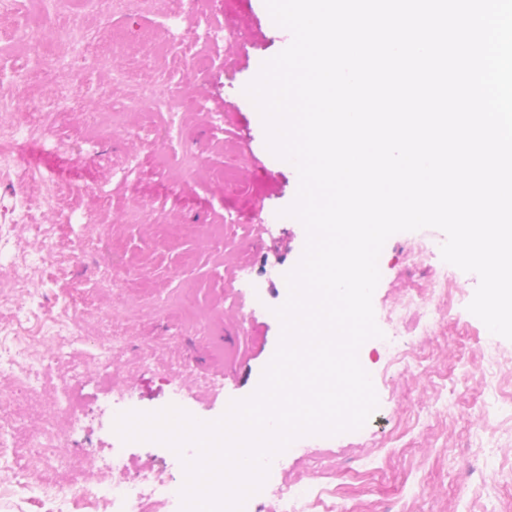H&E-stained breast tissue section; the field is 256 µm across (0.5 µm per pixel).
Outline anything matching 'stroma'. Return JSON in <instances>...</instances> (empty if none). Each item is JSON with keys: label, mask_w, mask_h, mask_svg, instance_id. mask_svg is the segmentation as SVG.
Segmentation results:
<instances>
[{"label": "stroma", "mask_w": 512, "mask_h": 512, "mask_svg": "<svg viewBox=\"0 0 512 512\" xmlns=\"http://www.w3.org/2000/svg\"><path fill=\"white\" fill-rule=\"evenodd\" d=\"M15 42L0 44V113L52 112L42 138L20 142L18 169L0 176V293L10 294L30 328L67 305L84 322L82 341L50 346L30 389L23 355L9 362L0 411L17 420L15 465L27 460L28 436L53 424L64 468L34 472L39 482L94 478L101 458L123 449L132 468L167 470L180 485V458L156 442H123L114 430L126 408L154 412L174 405L200 420L219 418L230 401L250 396L272 359L281 327L273 310L288 295L285 276L299 262L302 224L283 211L299 177L273 155L262 118L245 93L262 64L291 42L264 0H154L148 10L117 11L113 0H89L80 13L48 0H7ZM123 67L126 80L114 78ZM180 99L177 117L148 111L141 84ZM120 123H113V113ZM68 187L59 207L45 208L32 179ZM30 221L10 223L12 210ZM153 221L139 223L140 213ZM50 224L53 246L70 265L44 267L38 281L19 278L15 259L36 256L32 224ZM106 230L84 252L90 225ZM434 248L420 266L404 261L417 238ZM445 234L435 228L388 238L373 294L381 314L441 276ZM126 284L127 303L89 278ZM477 275L462 279L452 311L434 337L401 330L400 345L419 353L427 371L389 364L381 339L359 350L378 407L359 430L321 441L296 440L281 455L277 486L255 512H278L317 453L336 466L335 512H512V340L506 358L478 366L462 348L492 335L467 306ZM126 336L110 382L99 379L112 333ZM133 393L132 406L112 392ZM83 408L77 426L53 412L61 394Z\"/></svg>", "instance_id": "1"}]
</instances>
